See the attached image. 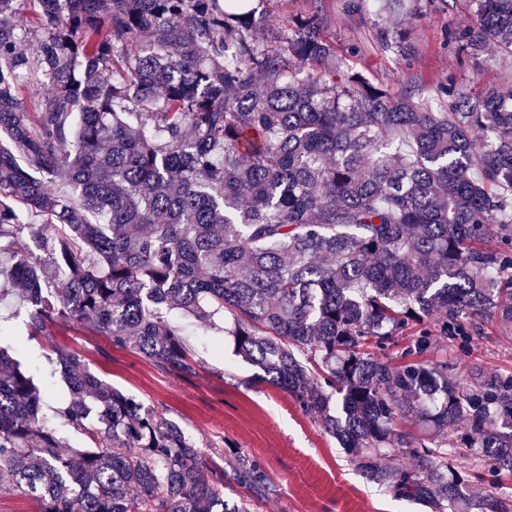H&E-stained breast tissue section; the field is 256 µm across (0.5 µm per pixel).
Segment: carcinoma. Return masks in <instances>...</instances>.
Segmentation results:
<instances>
[{
	"label": "carcinoma",
	"mask_w": 512,
	"mask_h": 512,
	"mask_svg": "<svg viewBox=\"0 0 512 512\" xmlns=\"http://www.w3.org/2000/svg\"><path fill=\"white\" fill-rule=\"evenodd\" d=\"M266 2L0 0V299L33 333L106 336L178 376L195 360L168 315L206 331L224 311L238 354L359 470L432 512H512V372L471 344L512 327V90L446 87L439 109L392 95L336 68L318 15L282 32ZM472 2L459 51L512 50V0ZM56 365L55 416L88 445L0 346V493L40 512H249L164 413L64 348ZM397 448L415 469L382 466ZM229 464L273 492L257 462Z\"/></svg>",
	"instance_id": "1"
}]
</instances>
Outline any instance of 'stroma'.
<instances>
[{
  "mask_svg": "<svg viewBox=\"0 0 512 512\" xmlns=\"http://www.w3.org/2000/svg\"><path fill=\"white\" fill-rule=\"evenodd\" d=\"M407 5L408 38L401 50L380 42L385 18L360 0H271L268 23L283 30L290 18L318 12L342 64L392 94L413 86L439 106L444 87L473 95L486 87L512 89V55L490 44L474 59L448 38L449 31L476 25L469 0H407ZM0 322L10 329L0 344L16 346L18 359L38 372L49 374L56 348L67 349L106 382L166 413L206 458L220 450L258 462L274 493L261 498L237 488L250 512H431L358 470L348 451L287 391L256 381V368L236 354L229 337L187 325L186 342L198 365L195 375L181 377L134 349L70 327L31 335L23 316L7 305L0 307ZM473 342L485 370L512 371V337L487 326L474 333Z\"/></svg>",
  "mask_w": 512,
  "mask_h": 512,
  "instance_id": "stroma-1",
  "label": "stroma"
}]
</instances>
